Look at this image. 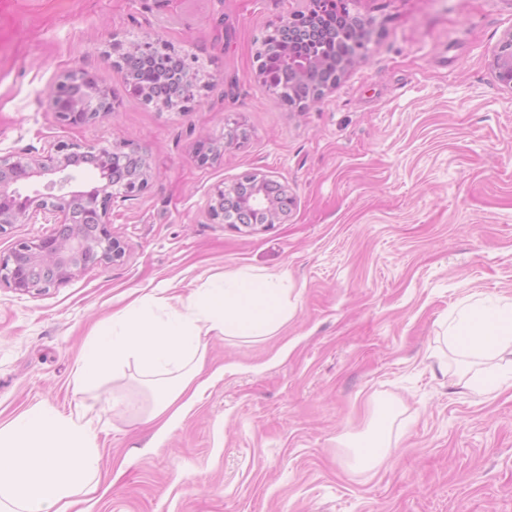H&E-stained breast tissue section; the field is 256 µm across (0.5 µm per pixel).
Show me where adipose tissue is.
<instances>
[{
  "mask_svg": "<svg viewBox=\"0 0 512 512\" xmlns=\"http://www.w3.org/2000/svg\"><path fill=\"white\" fill-rule=\"evenodd\" d=\"M291 315L285 278L269 272L234 271L209 279L185 303L157 318L142 298L100 322L75 371L78 390L98 389L122 364L134 363L150 391L145 417L167 432L206 389L201 377L203 338L261 341ZM449 343L493 362L512 348V305L468 304L446 323ZM89 405L69 414L32 406L0 424V512H83L98 489L97 432Z\"/></svg>",
  "mask_w": 512,
  "mask_h": 512,
  "instance_id": "1",
  "label": "adipose tissue"
}]
</instances>
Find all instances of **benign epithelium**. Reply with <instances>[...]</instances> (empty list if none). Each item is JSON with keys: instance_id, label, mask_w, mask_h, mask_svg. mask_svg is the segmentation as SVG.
Here are the masks:
<instances>
[{"instance_id": "1", "label": "benign epithelium", "mask_w": 512, "mask_h": 512, "mask_svg": "<svg viewBox=\"0 0 512 512\" xmlns=\"http://www.w3.org/2000/svg\"><path fill=\"white\" fill-rule=\"evenodd\" d=\"M308 7L294 10L271 27V33L278 36L277 51L288 61L291 74L289 94L295 106L302 109L321 99L334 88L348 69L365 56L366 48H357L340 64L336 72L325 78L328 63L319 58H295L288 52V40L293 37L295 21L324 10L327 0H307ZM113 53L117 62H122L130 52L146 55L170 50L168 42L160 36L149 37L127 44L115 43ZM188 69L186 93L172 103L165 102L166 108H185L199 96L200 86L194 68V60L182 54ZM493 71L496 79L512 89V30L504 33L493 55ZM94 77L80 70L64 73L48 93L49 106L60 123L69 126H88L112 115L115 106L109 92L101 87L81 96L73 93V87L85 86ZM134 147L127 142L110 146L60 142L50 150L38 154H16L0 156V233L14 224H29L40 218L46 224H54V231L42 237L19 241L12 252L0 257V283L21 291L40 290L73 278L89 263L112 264L126 255V244L116 237L111 228L110 210L112 200L127 198L144 192L151 175L142 171L134 182L117 185L108 178L95 190L83 195L86 223L73 221L71 201L76 190L72 189L73 176L69 173L71 156L80 152L106 162L112 151L119 147ZM224 152V143L218 140L203 141L198 145L197 161L207 164ZM56 174L58 179L46 185V191L33 196L21 195L10 186L34 175ZM241 182L251 187V196L239 201L242 208L254 207L266 215L261 224H251L253 230L273 224H283L293 204L288 186L269 179L265 175L249 173ZM239 182V183H241ZM239 183L217 186L206 203V216L212 224H240V214L222 202L237 199Z\"/></svg>"}]
</instances>
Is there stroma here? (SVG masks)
<instances>
[{
  "mask_svg": "<svg viewBox=\"0 0 512 512\" xmlns=\"http://www.w3.org/2000/svg\"><path fill=\"white\" fill-rule=\"evenodd\" d=\"M294 0H0V155L60 142L137 145L152 180L116 200L125 258L21 293L0 285V423L46 402L92 404L99 489L87 512H512V386L471 392L443 321L512 302V89L492 55L512 0H349L368 53L303 111L256 55ZM159 34L196 57L187 109L129 90L112 41ZM69 70L112 95L110 119L61 125L46 92ZM246 138L202 165L204 138ZM288 186L286 223H209L215 186ZM253 269L287 278L293 312L266 340L206 338L211 385L164 435L128 364L80 394L96 325L136 297L186 300ZM121 408H95L97 396ZM386 434L387 457L354 460Z\"/></svg>",
  "mask_w": 512,
  "mask_h": 512,
  "instance_id": "stroma-1",
  "label": "stroma"
}]
</instances>
